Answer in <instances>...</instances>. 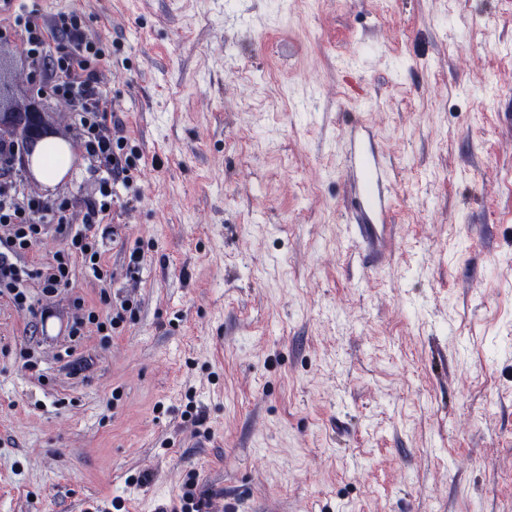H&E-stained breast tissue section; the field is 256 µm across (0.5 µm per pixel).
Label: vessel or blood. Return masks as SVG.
<instances>
[{
	"label": "vessel or blood",
	"mask_w": 512,
	"mask_h": 512,
	"mask_svg": "<svg viewBox=\"0 0 512 512\" xmlns=\"http://www.w3.org/2000/svg\"><path fill=\"white\" fill-rule=\"evenodd\" d=\"M343 143L349 192L346 221L355 240L365 247L369 256L378 259L387 251L383 234L389 222L394 169L378 150L362 120L347 121Z\"/></svg>",
	"instance_id": "b4317fda"
}]
</instances>
